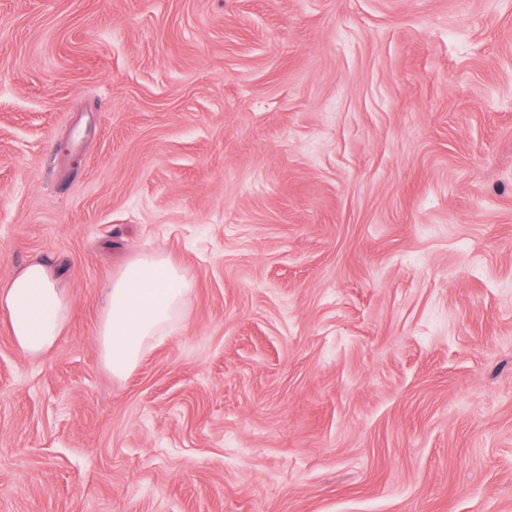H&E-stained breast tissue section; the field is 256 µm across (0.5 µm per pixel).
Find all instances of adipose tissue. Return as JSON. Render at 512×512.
<instances>
[{"label":"adipose tissue","instance_id":"obj_1","mask_svg":"<svg viewBox=\"0 0 512 512\" xmlns=\"http://www.w3.org/2000/svg\"><path fill=\"white\" fill-rule=\"evenodd\" d=\"M190 288L182 271L158 252L139 254L113 277L97 336L114 377L128 375L155 340L183 322ZM0 310L23 354L35 358L50 350L71 315L61 269L37 257L13 271L0 285Z\"/></svg>","mask_w":512,"mask_h":512}]
</instances>
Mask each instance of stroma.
<instances>
[{
	"label": "stroma",
	"instance_id": "1",
	"mask_svg": "<svg viewBox=\"0 0 512 512\" xmlns=\"http://www.w3.org/2000/svg\"><path fill=\"white\" fill-rule=\"evenodd\" d=\"M192 283L122 380L140 252ZM0 512H512V0H0ZM0 309L8 314L18 349L29 357L41 356L63 335L71 315L61 269L46 258L28 261L2 285Z\"/></svg>",
	"mask_w": 512,
	"mask_h": 512
}]
</instances>
